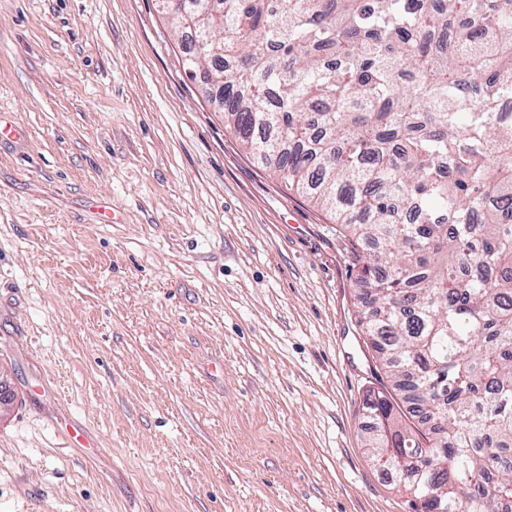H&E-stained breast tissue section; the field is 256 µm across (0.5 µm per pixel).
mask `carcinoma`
<instances>
[{
  "label": "carcinoma",
  "mask_w": 512,
  "mask_h": 512,
  "mask_svg": "<svg viewBox=\"0 0 512 512\" xmlns=\"http://www.w3.org/2000/svg\"><path fill=\"white\" fill-rule=\"evenodd\" d=\"M224 126L352 237L410 512H512V0H185Z\"/></svg>",
  "instance_id": "carcinoma-1"
}]
</instances>
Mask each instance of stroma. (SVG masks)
I'll return each mask as SVG.
<instances>
[{
	"label": "stroma",
	"instance_id": "1",
	"mask_svg": "<svg viewBox=\"0 0 512 512\" xmlns=\"http://www.w3.org/2000/svg\"><path fill=\"white\" fill-rule=\"evenodd\" d=\"M0 126V512H407L350 237L160 0H0Z\"/></svg>",
	"mask_w": 512,
	"mask_h": 512
}]
</instances>
